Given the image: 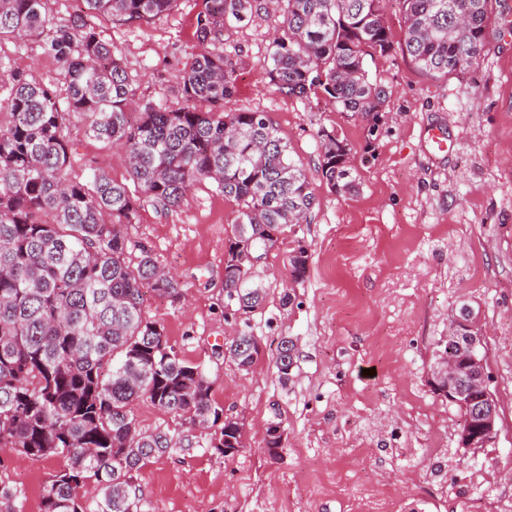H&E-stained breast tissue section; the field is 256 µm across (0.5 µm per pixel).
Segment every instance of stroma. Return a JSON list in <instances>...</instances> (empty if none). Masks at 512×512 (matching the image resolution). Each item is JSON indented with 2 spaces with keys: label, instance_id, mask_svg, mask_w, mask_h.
<instances>
[{
  "label": "stroma",
  "instance_id": "obj_1",
  "mask_svg": "<svg viewBox=\"0 0 512 512\" xmlns=\"http://www.w3.org/2000/svg\"><path fill=\"white\" fill-rule=\"evenodd\" d=\"M202 0H179L141 26L89 23L121 57L137 88L135 111L182 103L175 76L198 51ZM264 11L224 32L236 55L237 108L265 113L308 172L316 197L307 223L286 230L256 267L266 300L249 321L226 315L224 252L236 206L211 183L180 206L144 203L125 228L129 260L149 249L179 282L184 303L146 296L148 320L170 346L203 365L214 401L238 418L244 446L225 457L205 431L141 401V430L167 429L177 445L139 470L145 512H494L512 495V0H497L487 44L470 66L435 81L402 54L368 62L391 95L376 135L323 99L276 94L261 64L279 28ZM0 66L63 91L61 65L35 41L0 43ZM66 131L71 173L104 171L129 183L125 154L86 132ZM344 137L360 190L331 192L318 172L321 134ZM447 140L433 147L431 134ZM305 245L304 278L288 257ZM291 304H283L284 294ZM469 306L499 404L494 445L458 443L462 416L435 392L436 352L448 323ZM256 336L258 363L242 370L224 348ZM297 345L290 382L275 367L282 338ZM285 431L278 459L263 452L266 428ZM62 459L0 456V479L39 512Z\"/></svg>",
  "mask_w": 512,
  "mask_h": 512
}]
</instances>
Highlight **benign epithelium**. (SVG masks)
Returning a JSON list of instances; mask_svg holds the SVG:
<instances>
[{
	"instance_id": "1",
	"label": "benign epithelium",
	"mask_w": 512,
	"mask_h": 512,
	"mask_svg": "<svg viewBox=\"0 0 512 512\" xmlns=\"http://www.w3.org/2000/svg\"><path fill=\"white\" fill-rule=\"evenodd\" d=\"M470 329V318L454 317L448 324V342L460 340ZM434 376V389L451 402H462L467 393L478 396L479 405L474 412V419L468 420L459 432L461 447L485 448L495 443L499 413L496 399L488 388L484 358L471 354L450 362L448 356H442L437 360Z\"/></svg>"
}]
</instances>
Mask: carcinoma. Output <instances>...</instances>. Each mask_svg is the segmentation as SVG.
Here are the masks:
<instances>
[{"label":"carcinoma","mask_w":512,"mask_h":512,"mask_svg":"<svg viewBox=\"0 0 512 512\" xmlns=\"http://www.w3.org/2000/svg\"><path fill=\"white\" fill-rule=\"evenodd\" d=\"M82 13L53 24L46 0H0V42L38 41L62 64L67 96L10 72L0 126V449L32 459L61 457L41 512H143L134 474L176 447L165 429L141 431L131 407L146 400L194 428L218 430L208 445L224 453L237 430L217 426L223 409L201 365L168 345L146 319V293L176 302V279L143 248L128 261L124 226L142 202L179 207L197 182L210 180L237 205L224 258V293L249 312L263 289L235 263L240 245L268 251L285 228L306 221L316 198L303 167L265 113L234 109L236 70L224 30L251 19L259 0H203L195 37L200 51L179 74L182 105L147 106L131 121L136 89L121 58L84 16L143 24L177 0H80ZM282 16L262 68L274 91L298 100L321 94L336 111L377 131L387 88L370 79L367 61L394 51L384 0H271ZM402 54L434 79L470 65L484 51L493 0H396ZM90 117L87 132L125 151L131 191L105 172L71 176L65 134L70 114ZM322 181L337 194L358 186L346 139L327 134ZM52 222L44 221L46 215ZM308 251L289 257L296 279ZM225 350L238 366L261 356L243 331ZM296 365L294 344L277 348L279 378ZM24 491L0 481V512H22Z\"/></svg>","instance_id":"carcinoma-1"}]
</instances>
